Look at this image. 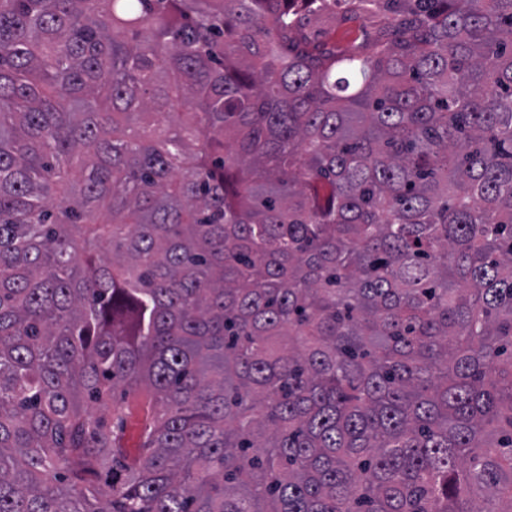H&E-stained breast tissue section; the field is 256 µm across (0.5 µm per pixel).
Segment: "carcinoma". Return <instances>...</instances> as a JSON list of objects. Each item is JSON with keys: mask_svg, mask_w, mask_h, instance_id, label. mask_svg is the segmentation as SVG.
<instances>
[{"mask_svg": "<svg viewBox=\"0 0 512 512\" xmlns=\"http://www.w3.org/2000/svg\"><path fill=\"white\" fill-rule=\"evenodd\" d=\"M0 512H512V0H0ZM306 31L311 37L335 44L337 52L370 53L379 34V22L375 16L350 15L339 9L336 11V26L312 22ZM112 399L123 406L126 414V427L122 444L126 453L137 456L145 453L142 447V427L147 416L160 409L144 386L124 393L121 389L114 391Z\"/></svg>", "mask_w": 512, "mask_h": 512, "instance_id": "cac0c4a2", "label": "carcinoma"}]
</instances>
